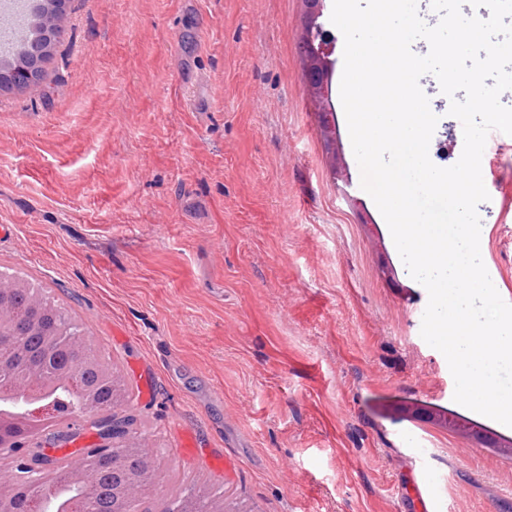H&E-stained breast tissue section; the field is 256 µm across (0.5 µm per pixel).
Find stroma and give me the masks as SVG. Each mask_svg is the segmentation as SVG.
Returning <instances> with one entry per match:
<instances>
[{"mask_svg":"<svg viewBox=\"0 0 512 512\" xmlns=\"http://www.w3.org/2000/svg\"><path fill=\"white\" fill-rule=\"evenodd\" d=\"M304 0H68L44 79L0 94V270L82 324L136 440L239 512H512V459L453 406L428 292L373 199L328 168ZM430 152L462 124L438 81ZM480 249L512 295V135L481 160ZM394 274H387V267ZM198 442L183 456V432Z\"/></svg>","mask_w":512,"mask_h":512,"instance_id":"1","label":"stroma"}]
</instances>
